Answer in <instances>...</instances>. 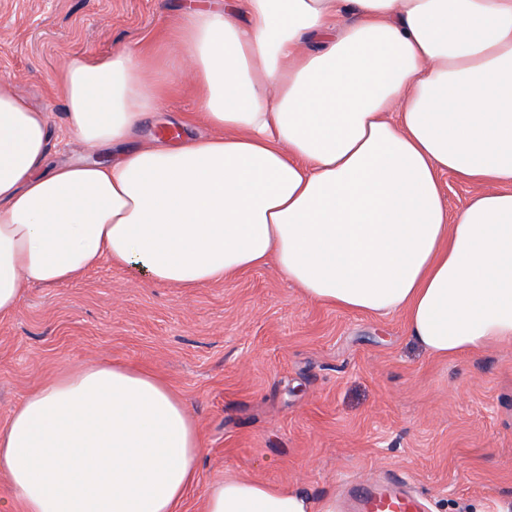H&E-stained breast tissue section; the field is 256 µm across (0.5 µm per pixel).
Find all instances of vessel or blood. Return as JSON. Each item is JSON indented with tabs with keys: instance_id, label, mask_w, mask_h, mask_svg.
Listing matches in <instances>:
<instances>
[{
	"instance_id": "1",
	"label": "vessel or blood",
	"mask_w": 512,
	"mask_h": 512,
	"mask_svg": "<svg viewBox=\"0 0 512 512\" xmlns=\"http://www.w3.org/2000/svg\"><path fill=\"white\" fill-rule=\"evenodd\" d=\"M341 512H425L423 498L408 488L400 476H387L373 481L353 478L347 483L346 498L340 502Z\"/></svg>"
}]
</instances>
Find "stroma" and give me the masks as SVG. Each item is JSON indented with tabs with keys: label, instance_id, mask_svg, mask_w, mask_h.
Returning <instances> with one entry per match:
<instances>
[{
	"label": "stroma",
	"instance_id": "1",
	"mask_svg": "<svg viewBox=\"0 0 512 512\" xmlns=\"http://www.w3.org/2000/svg\"><path fill=\"white\" fill-rule=\"evenodd\" d=\"M184 0H0V84L50 118L49 163L103 161L64 132V61L134 47L163 102L139 141L176 143L199 86L175 42ZM165 379L206 448L184 512L208 485L249 478L301 489L325 512L347 478L405 473L429 512L512 507V344L453 359L427 354L403 314L304 299L274 267L201 288L156 284L101 262L29 286L0 319V427L34 389L101 361Z\"/></svg>",
	"mask_w": 512,
	"mask_h": 512
}]
</instances>
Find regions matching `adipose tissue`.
<instances>
[{
  "instance_id": "1",
  "label": "adipose tissue",
  "mask_w": 512,
  "mask_h": 512,
  "mask_svg": "<svg viewBox=\"0 0 512 512\" xmlns=\"http://www.w3.org/2000/svg\"><path fill=\"white\" fill-rule=\"evenodd\" d=\"M207 133L130 151L160 90L125 48L70 57L69 133L0 87V317L103 259L199 288L274 265L311 301L404 313L438 358L512 342V0H190L178 43ZM493 183L449 216L439 177ZM153 372L101 361L0 427L21 512H182L204 454ZM204 512H316L300 489L211 484Z\"/></svg>"
}]
</instances>
